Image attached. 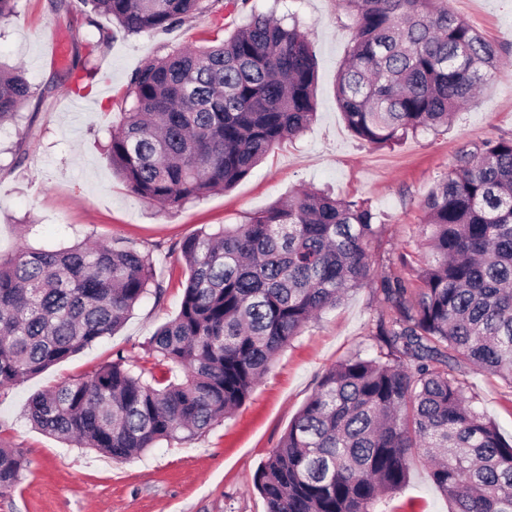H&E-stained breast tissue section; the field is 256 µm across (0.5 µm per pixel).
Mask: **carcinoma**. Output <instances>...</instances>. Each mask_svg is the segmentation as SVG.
Segmentation results:
<instances>
[{"instance_id":"carcinoma-1","label":"carcinoma","mask_w":512,"mask_h":512,"mask_svg":"<svg viewBox=\"0 0 512 512\" xmlns=\"http://www.w3.org/2000/svg\"><path fill=\"white\" fill-rule=\"evenodd\" d=\"M222 0H80L124 32L169 34ZM353 38L336 78L345 123L368 145L448 124L497 69V51L448 0H339ZM317 63L297 23L266 15L216 45L178 48L132 77L107 160L127 187L178 208L246 178L315 117ZM31 96L0 67V123ZM429 249L417 284L376 280L379 215L301 188L244 224L182 240L178 314L152 366L118 358L27 403L42 431L129 461L189 441L241 406L316 314L377 286L382 353L339 362L255 475L268 512H376L425 464L451 512H512V441L465 396L466 369L512 389V137L462 151L420 202ZM152 258L116 243L0 257V388L110 336L147 294ZM24 460L0 448V494Z\"/></svg>"}]
</instances>
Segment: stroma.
<instances>
[{
	"label": "stroma",
	"instance_id": "35a3bbf8",
	"mask_svg": "<svg viewBox=\"0 0 512 512\" xmlns=\"http://www.w3.org/2000/svg\"><path fill=\"white\" fill-rule=\"evenodd\" d=\"M56 0H18L0 26V64L22 66L31 96L16 122L0 126V256L18 248L60 249L87 240L120 241L150 252L163 282L162 300L146 296L114 335L64 362L0 389V445L26 461L17 486L0 495V512H267L254 485L259 466L278 448L324 374L359 352L376 353L377 320L386 305L374 288L351 291L308 322L273 360L249 398L195 439L160 441L142 456L117 461L43 433L26 415L36 392L91 374L122 356L146 360L148 341L179 309L188 271L176 243L227 224L244 223L287 200L303 185L360 199L383 225L370 247L377 278L415 280L427 250L421 234L423 197L448 173L457 153L499 136L512 137V0H449V7L497 50L498 71L448 128L389 147H372L347 128L336 103V77L351 32L337 0H239L223 25L201 15L169 34L116 33L96 52L79 0L69 11ZM295 15L317 58L316 118L276 147L232 188L175 209L140 199L112 170L105 149L125 108L133 73L171 49L231 35L257 13ZM62 43L63 57L52 52ZM96 69L86 80L87 69ZM466 395L512 437V389L471 369ZM394 512H448L428 467L415 465L394 493Z\"/></svg>",
	"mask_w": 512,
	"mask_h": 512
}]
</instances>
